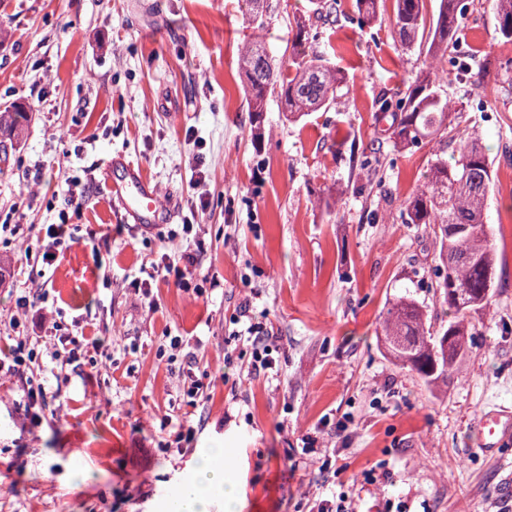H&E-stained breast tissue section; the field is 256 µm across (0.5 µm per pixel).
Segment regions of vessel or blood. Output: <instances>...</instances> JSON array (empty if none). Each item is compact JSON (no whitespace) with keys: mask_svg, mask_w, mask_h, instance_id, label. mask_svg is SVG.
Segmentation results:
<instances>
[{"mask_svg":"<svg viewBox=\"0 0 512 512\" xmlns=\"http://www.w3.org/2000/svg\"><path fill=\"white\" fill-rule=\"evenodd\" d=\"M107 174L112 191V212L119 222L138 231L153 232L172 222L174 212L157 200V188L140 165L114 154ZM512 443V412H488L478 422V444L489 453Z\"/></svg>","mask_w":512,"mask_h":512,"instance_id":"vessel-or-blood-1","label":"vessel or blood"}]
</instances>
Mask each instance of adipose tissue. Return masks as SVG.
Returning a JSON list of instances; mask_svg holds the SVG:
<instances>
[{
    "label": "adipose tissue",
    "instance_id": "1",
    "mask_svg": "<svg viewBox=\"0 0 512 512\" xmlns=\"http://www.w3.org/2000/svg\"><path fill=\"white\" fill-rule=\"evenodd\" d=\"M225 451L215 447L198 458L192 476L180 486L173 512H209L210 498H224V512H239L241 488L226 476Z\"/></svg>",
    "mask_w": 512,
    "mask_h": 512
}]
</instances>
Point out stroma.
<instances>
[{"label":"stroma","mask_w":512,"mask_h":512,"mask_svg":"<svg viewBox=\"0 0 512 512\" xmlns=\"http://www.w3.org/2000/svg\"><path fill=\"white\" fill-rule=\"evenodd\" d=\"M468 2L462 43L490 66L446 91L492 161L496 278L488 305L468 315L462 366L435 387L382 341V313L401 296L434 327L450 319L439 244L401 213L455 144L402 150L374 119L379 97L426 64L398 50L393 0L364 28L355 0H338L312 43L348 77L338 102L293 121L270 100L258 142L238 65L253 31L238 0H0V111L28 114L18 136H0V225L25 227L0 234V346L23 315L45 391L25 418V382L0 375V512H163L218 445L241 479V512H317L342 494L356 512H512V446L474 448L480 416L512 410V44L492 0ZM277 3L262 37L280 53L312 5ZM364 151L381 185L356 164ZM115 152L175 208L174 241L114 222L103 172ZM198 166L206 206L193 212ZM339 183L348 192L328 195ZM70 190L87 197L48 266L44 227L59 223ZM185 267L187 291L176 286ZM41 294L20 312V297ZM246 303L267 310L277 338L259 376L245 374L251 348L234 334ZM61 338L81 341L75 358L51 359ZM186 366L209 387L193 404ZM187 415L195 432L184 441Z\"/></svg>","instance_id":"obj_1"}]
</instances>
